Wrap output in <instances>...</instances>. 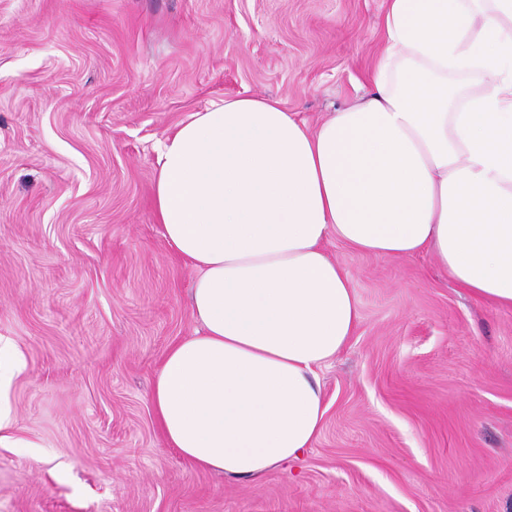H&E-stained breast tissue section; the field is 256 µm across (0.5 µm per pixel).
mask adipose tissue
<instances>
[{
    "instance_id": "ef3b65f1",
    "label": "adipose tissue",
    "mask_w": 512,
    "mask_h": 512,
    "mask_svg": "<svg viewBox=\"0 0 512 512\" xmlns=\"http://www.w3.org/2000/svg\"><path fill=\"white\" fill-rule=\"evenodd\" d=\"M374 91L317 130L278 99L194 113L158 158L153 207L196 271L198 328L170 347L152 404L187 462L256 481L300 458L329 402L319 380L359 305L324 244L431 253L476 299L512 309V0H385ZM476 74L471 93L454 77ZM25 361L0 336V447Z\"/></svg>"
}]
</instances>
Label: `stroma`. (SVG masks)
I'll return each mask as SVG.
<instances>
[{
	"instance_id": "1",
	"label": "stroma",
	"mask_w": 512,
	"mask_h": 512,
	"mask_svg": "<svg viewBox=\"0 0 512 512\" xmlns=\"http://www.w3.org/2000/svg\"><path fill=\"white\" fill-rule=\"evenodd\" d=\"M383 17L384 0H0V336L26 360L0 512H512V309L427 253L327 240L360 322L300 460L229 481L154 414L197 328L196 272L153 210L162 142L245 95L317 129L373 92Z\"/></svg>"
}]
</instances>
